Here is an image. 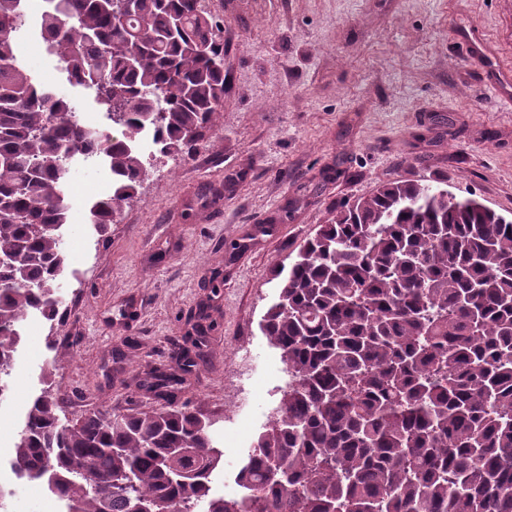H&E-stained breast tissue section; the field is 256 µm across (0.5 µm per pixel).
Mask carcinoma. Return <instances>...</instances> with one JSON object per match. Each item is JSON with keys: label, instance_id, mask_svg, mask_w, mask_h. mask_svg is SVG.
Wrapping results in <instances>:
<instances>
[{"label": "carcinoma", "instance_id": "carcinoma-1", "mask_svg": "<svg viewBox=\"0 0 512 512\" xmlns=\"http://www.w3.org/2000/svg\"><path fill=\"white\" fill-rule=\"evenodd\" d=\"M55 0L36 26L71 84L108 124H82L69 98L21 66V0H0V388L21 331L65 269L61 228L72 159L107 158L105 231L149 172L136 146L189 155L224 104V47L202 0ZM262 332L288 383L235 480L215 421L173 401L181 373H155L159 407L92 410L63 423L43 390L11 468L42 480L62 512H512V218L432 183L398 180L340 207L279 283Z\"/></svg>", "mask_w": 512, "mask_h": 512}]
</instances>
